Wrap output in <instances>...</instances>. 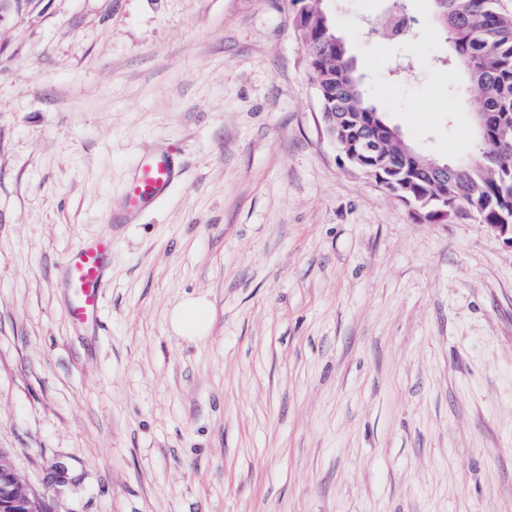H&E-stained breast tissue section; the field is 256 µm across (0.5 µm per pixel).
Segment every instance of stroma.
Wrapping results in <instances>:
<instances>
[{
  "mask_svg": "<svg viewBox=\"0 0 512 512\" xmlns=\"http://www.w3.org/2000/svg\"><path fill=\"white\" fill-rule=\"evenodd\" d=\"M375 104L475 149L430 0H322ZM291 0L0 16V448L47 512H512V248L342 168ZM184 172L115 224L136 165ZM108 237L97 324L65 255ZM209 336L174 333L187 296ZM212 318L211 306L205 298H187L172 310L170 325L179 336L197 341L208 336Z\"/></svg>",
  "mask_w": 512,
  "mask_h": 512,
  "instance_id": "35a3bbf8",
  "label": "stroma"
}]
</instances>
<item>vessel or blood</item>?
I'll return each mask as SVG.
<instances>
[{"mask_svg": "<svg viewBox=\"0 0 512 512\" xmlns=\"http://www.w3.org/2000/svg\"><path fill=\"white\" fill-rule=\"evenodd\" d=\"M176 178L177 169L170 152L154 151L131 174L124 198L125 211L136 213L146 201L165 196ZM111 247L109 239L100 238L78 247L67 257L64 277L72 302L66 315L71 321L81 324L98 321L103 308V268Z\"/></svg>", "mask_w": 512, "mask_h": 512, "instance_id": "b4317fda", "label": "vessel or blood"}]
</instances>
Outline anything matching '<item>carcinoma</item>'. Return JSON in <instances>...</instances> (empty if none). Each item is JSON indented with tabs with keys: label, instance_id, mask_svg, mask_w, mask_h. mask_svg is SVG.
<instances>
[{
	"label": "carcinoma",
	"instance_id": "1",
	"mask_svg": "<svg viewBox=\"0 0 512 512\" xmlns=\"http://www.w3.org/2000/svg\"><path fill=\"white\" fill-rule=\"evenodd\" d=\"M301 24L315 46L314 62L309 67L311 80L318 83L317 96L325 112L336 113V137L348 146L343 155L353 170L368 171L391 177L387 170L400 142L390 140L380 151L367 155L363 151V127L360 117L367 112L384 114L369 102L360 88H348L345 75L351 73L347 56L331 49L324 36L330 16L321 0H298ZM448 26L442 28L448 42V68L465 71L474 65L482 74L464 86L481 109L490 113V140L477 146V157L467 161L453 189L456 207L448 219L468 218L479 224L512 222V155L502 153L496 134L504 125L512 137V14L501 10L499 0H445ZM404 194L419 210L416 218L425 220L434 208L437 189L408 173L403 180Z\"/></svg>",
	"mask_w": 512,
	"mask_h": 512
}]
</instances>
